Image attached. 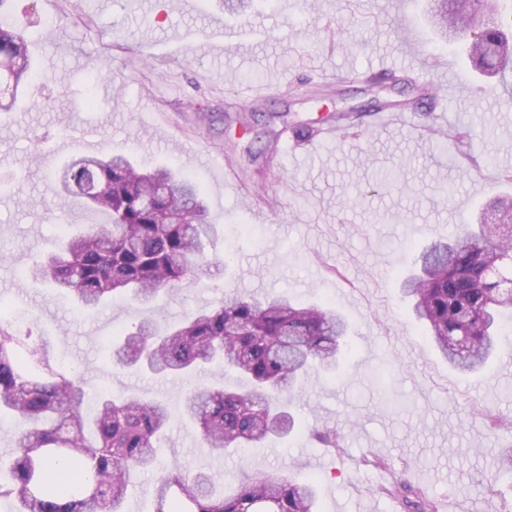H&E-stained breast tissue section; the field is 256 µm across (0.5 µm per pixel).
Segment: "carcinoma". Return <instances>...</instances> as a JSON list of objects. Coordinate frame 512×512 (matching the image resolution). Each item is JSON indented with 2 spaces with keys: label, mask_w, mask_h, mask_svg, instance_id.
Here are the masks:
<instances>
[{
  "label": "carcinoma",
  "mask_w": 512,
  "mask_h": 512,
  "mask_svg": "<svg viewBox=\"0 0 512 512\" xmlns=\"http://www.w3.org/2000/svg\"><path fill=\"white\" fill-rule=\"evenodd\" d=\"M481 0H439L435 15L463 31ZM0 52L15 60L0 73L6 93L39 77L25 36L0 26ZM471 58L491 67L512 61V44L498 23L473 35ZM474 134L459 129L452 148L469 156ZM63 191L86 209L110 216L108 224L63 229L59 252L26 270V278L71 298L83 311L116 295L142 305L174 296L210 265L205 242L215 225L198 181L172 167L135 168L124 154L72 158L59 175ZM512 253V236L495 224L462 229L435 241L415 258L417 272L402 282L415 320L448 364L479 371L499 349L501 317L512 296L498 293L491 266ZM348 325L328 303L297 305L284 297L228 294L224 304L191 313L177 324L150 315L111 342L112 364L155 376L193 375L213 363L242 375L241 389L196 385L177 414L199 426L205 447L230 449L281 437L293 427L290 393L310 371L338 365ZM86 379L49 358L32 331L0 322V417L17 427L15 451L0 469V499L13 512H125L136 475L155 466L158 444L172 411L162 400L135 393L101 396L86 405ZM326 447H340L336 429H314ZM403 512H438L435 500L401 478L380 488ZM153 512H318L315 480L257 471L230 494L214 477L175 461L159 479Z\"/></svg>",
  "instance_id": "carcinoma-1"
}]
</instances>
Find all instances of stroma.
I'll use <instances>...</instances> for the list:
<instances>
[{
	"instance_id": "stroma-1",
	"label": "stroma",
	"mask_w": 512,
	"mask_h": 512,
	"mask_svg": "<svg viewBox=\"0 0 512 512\" xmlns=\"http://www.w3.org/2000/svg\"><path fill=\"white\" fill-rule=\"evenodd\" d=\"M432 3L251 0L242 14L224 0L0 8L30 41L39 73L13 111H0V308L22 312L50 358L84 373L89 399L134 392L175 408L192 383L110 363L111 339L145 315L142 305L119 300L85 313L22 275L55 251L64 225L109 221L51 190L86 135L99 152L178 168L203 189L217 263L158 300L161 320L220 304L232 288L325 302L349 324L337 369L311 373L293 392L288 436L217 458L197 429L173 422L126 512H153L175 460L229 491L256 470L313 478L320 512H400L377 492L394 476L423 488L439 512H512V479L499 474L512 429L491 427L495 417L512 422V334L481 374L461 375L399 291L422 246L479 223L487 201L512 193V63L476 71L470 35L441 38ZM390 68L433 84L437 99L376 127L372 98L402 96L367 74ZM338 113L365 136L324 137ZM463 127L475 134L469 161L449 141ZM386 171L396 181L373 190ZM322 424L336 428L341 449L311 437ZM373 457L386 468L367 466Z\"/></svg>"
}]
</instances>
